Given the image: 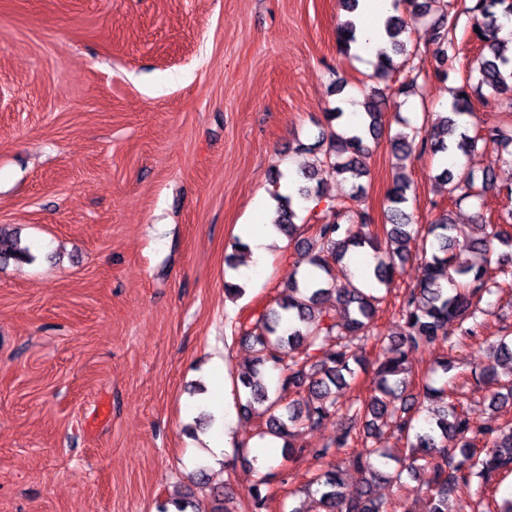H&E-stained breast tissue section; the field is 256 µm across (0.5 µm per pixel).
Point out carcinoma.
Segmentation results:
<instances>
[{"label":"carcinoma","mask_w":512,"mask_h":512,"mask_svg":"<svg viewBox=\"0 0 512 512\" xmlns=\"http://www.w3.org/2000/svg\"><path fill=\"white\" fill-rule=\"evenodd\" d=\"M409 3V17L394 15L386 20L388 47L378 56V76H389L392 55L416 57L418 49H409V39L404 34L410 28L409 21L432 13L436 20L428 37L432 46L428 53L434 60L435 73L448 75L449 62L456 58L453 33L458 24L452 0ZM465 11L473 19L470 37L478 42V55L467 62L476 72L475 82L455 88L450 112L436 114V132L430 139L418 141L404 132L391 138V150L400 159L421 157L428 148L435 154L453 148L469 156L480 147H491L503 162L512 165L511 121H483L472 133L469 122L462 121V117L473 115L472 98L482 99L486 91L512 106V57L507 55V44L490 32V26L499 19L512 20V0H470ZM336 35L340 50L348 52L355 41L354 21L340 23ZM418 77L417 68L412 65L394 84L370 88L362 101L364 112L358 127L332 130L328 135L322 163L341 181L350 183V191L345 202L339 204L336 219L315 225L314 236L303 241V255L320 272L319 279L312 283L291 272L288 294L278 308L260 313L247 326L241 322L235 326V331L243 334L256 352L253 364L237 376L245 398L240 410L250 416L263 409L267 414L266 432L286 439L288 457L307 454L326 462L325 469L308 482V486H316L320 512H386L383 503L373 497L371 484L383 474L375 461L388 457V453L373 447L368 440L380 437L388 425L406 439L411 450L409 467L433 472L428 512H465L463 507L448 509V500L461 483L476 484L475 495L487 512H512V498L501 502L486 499V488L493 476L512 474V424L477 423L467 404L427 382L421 384L418 393H410L415 386L413 355L437 345L452 349L478 338L479 318L487 313L480 307L483 296L512 288V231L482 216L475 225L477 235L462 242L454 235L456 224L446 213L427 225L421 256L423 278L401 295L397 310L400 332L395 337L375 333L374 319L382 301L375 289L341 288L337 284V273L346 269L344 260L352 247L367 246L389 254L390 262L378 263L373 270L377 285L386 289L393 286L399 265L408 259L407 244L415 232L412 216L406 211L408 179L398 175L387 189L388 226L381 236L371 229L368 214L352 203L359 202L365 193L361 180L368 176L363 162L369 154L366 140L379 138L389 106L396 107L399 99L417 94ZM316 176L314 168L300 170L297 196L279 198L275 225L290 240L297 238L299 231L296 208L304 201L320 198L312 185ZM438 178L448 185L449 199H473L480 208L484 207L488 192L501 189L495 173L489 170L478 176L471 170L456 172L444 167ZM470 252L481 255L482 263L469 259ZM30 259L29 249L0 227V260ZM332 298L344 310L339 321L319 308L322 301ZM370 341L381 345L384 356L378 359L369 397L347 410L349 426L321 448L295 444L300 426L319 425L335 414L333 390L354 378L353 365L361 363ZM505 360L512 361V342L503 338L494 349L493 359L474 373L476 380L500 387L489 400L491 408L512 399V377L503 380L498 373V366ZM261 367L277 373L281 387L296 390L299 398L280 404L258 376ZM360 425L363 448L354 452L351 462L361 478L356 486L347 488L328 458L333 456L332 449L351 446L357 439L354 430Z\"/></svg>","instance_id":"obj_1"}]
</instances>
